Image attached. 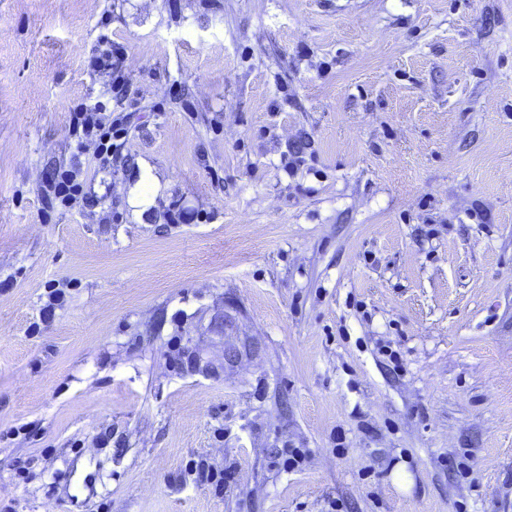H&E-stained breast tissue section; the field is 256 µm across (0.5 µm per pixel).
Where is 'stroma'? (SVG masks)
I'll return each mask as SVG.
<instances>
[{
	"instance_id": "1",
	"label": "stroma",
	"mask_w": 512,
	"mask_h": 512,
	"mask_svg": "<svg viewBox=\"0 0 512 512\" xmlns=\"http://www.w3.org/2000/svg\"><path fill=\"white\" fill-rule=\"evenodd\" d=\"M0 512H512V0H0ZM127 117L118 113L112 117V111L107 112L101 102L82 103L71 112V136L75 148L83 153L88 148L87 143H94V170L106 171L112 164V149L120 136L124 135ZM47 195L50 205L60 204L70 208L85 201L83 171L79 167L56 168L52 173Z\"/></svg>"
}]
</instances>
